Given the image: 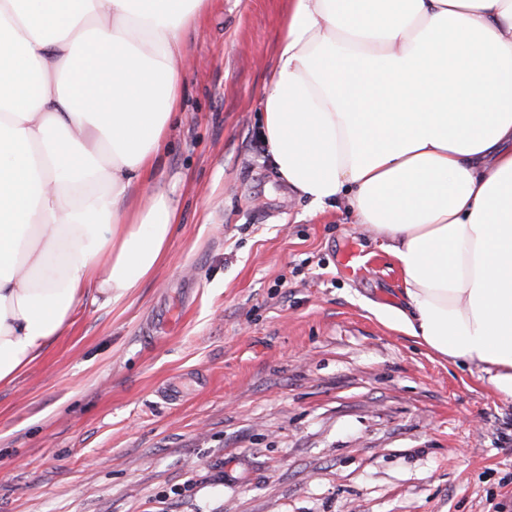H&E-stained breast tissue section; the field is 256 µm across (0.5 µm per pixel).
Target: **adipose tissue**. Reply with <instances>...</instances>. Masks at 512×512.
I'll list each match as a JSON object with an SVG mask.
<instances>
[{"instance_id":"ef3b65f1","label":"adipose tissue","mask_w":512,"mask_h":512,"mask_svg":"<svg viewBox=\"0 0 512 512\" xmlns=\"http://www.w3.org/2000/svg\"><path fill=\"white\" fill-rule=\"evenodd\" d=\"M210 3L0 0V383L165 261L154 176ZM260 126L281 183L395 258L385 318L512 398V0H290Z\"/></svg>"}]
</instances>
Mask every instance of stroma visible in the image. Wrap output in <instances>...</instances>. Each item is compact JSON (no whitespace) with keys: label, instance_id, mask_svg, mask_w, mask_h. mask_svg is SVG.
Instances as JSON below:
<instances>
[{"label":"stroma","instance_id":"stroma-1","mask_svg":"<svg viewBox=\"0 0 512 512\" xmlns=\"http://www.w3.org/2000/svg\"><path fill=\"white\" fill-rule=\"evenodd\" d=\"M288 6L186 33L168 257L0 385V512H512V399L390 326L394 259L263 157Z\"/></svg>","mask_w":512,"mask_h":512}]
</instances>
